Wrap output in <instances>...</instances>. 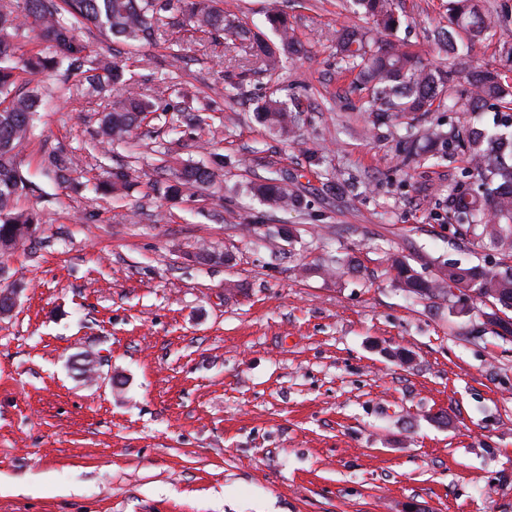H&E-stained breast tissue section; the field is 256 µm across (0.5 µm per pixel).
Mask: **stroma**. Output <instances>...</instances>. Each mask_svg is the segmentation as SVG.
I'll use <instances>...</instances> for the list:
<instances>
[{
  "mask_svg": "<svg viewBox=\"0 0 512 512\" xmlns=\"http://www.w3.org/2000/svg\"><path fill=\"white\" fill-rule=\"evenodd\" d=\"M446 3L400 0L401 45L439 67ZM223 7L270 40L267 14H287L297 53L266 70L248 42L176 12L148 44L79 33L89 54L119 52L139 92L175 69L208 128L169 133L184 106L169 92L105 156L115 88L39 78L23 153L37 190L18 205L40 222L0 260V284H22L0 318V512H512V337L488 303L407 295L383 263L391 250L431 277L497 262L448 218L462 154L399 168L408 132L373 123L336 53L347 0ZM268 96L300 112L295 141L255 120ZM218 154L212 186L168 196L182 163ZM117 167L129 188L97 192ZM272 174L299 208L248 192ZM336 253L361 274L300 276ZM87 353L91 376L74 367Z\"/></svg>",
  "mask_w": 512,
  "mask_h": 512,
  "instance_id": "35a3bbf8",
  "label": "stroma"
}]
</instances>
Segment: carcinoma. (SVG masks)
I'll return each mask as SVG.
<instances>
[{
  "label": "carcinoma",
  "instance_id": "1",
  "mask_svg": "<svg viewBox=\"0 0 512 512\" xmlns=\"http://www.w3.org/2000/svg\"><path fill=\"white\" fill-rule=\"evenodd\" d=\"M220 0H0V256L11 255L30 240L29 226L39 223L34 213L17 210L18 199L35 192L23 172L21 153L32 134L34 116L42 98L33 87L32 76L39 71H57L77 84L87 82L103 87L116 83L122 65L108 56H89L77 31L92 25L114 37L130 42L154 35L161 13L173 8L185 14L195 31L246 36L250 30L224 22ZM354 16L372 25L379 35L372 49L362 27L343 33L338 49L347 69L372 93L376 118H394L411 126L432 111V106L448 103V111L473 115L493 110L500 119L492 127L469 122L460 130L433 129L407 141L400 167L418 159L443 158L456 146L461 148L471 181L451 200L453 218L460 236L471 235L480 247L501 256L494 265H463L449 262L435 279H426L403 257L386 253L385 261L394 272L399 290L420 298L447 297L457 289L474 299L489 301L502 314L512 311V42L496 46L499 66L473 70L471 48L491 41L496 26L508 24L509 16L494 21L483 12L479 0H448V28L436 34V42L448 54V68L430 69L415 55L400 48L397 33L401 25L393 0H352ZM267 23L278 41L252 35L251 48L271 69L281 57L296 51L287 17L271 13ZM27 30L50 41L51 56L19 53L12 37ZM156 111L154 98L126 89L107 105L100 125V142L108 145L125 141L132 129ZM261 124L283 136L298 128V116L278 98L257 103ZM224 167V161L209 167L186 163L168 194L177 199L184 192L209 185ZM250 192L281 210L295 207L296 194L282 179L267 177L248 184ZM355 258L334 257L303 268L307 275L325 280H341L360 272Z\"/></svg>",
  "mask_w": 512,
  "mask_h": 512
}]
</instances>
